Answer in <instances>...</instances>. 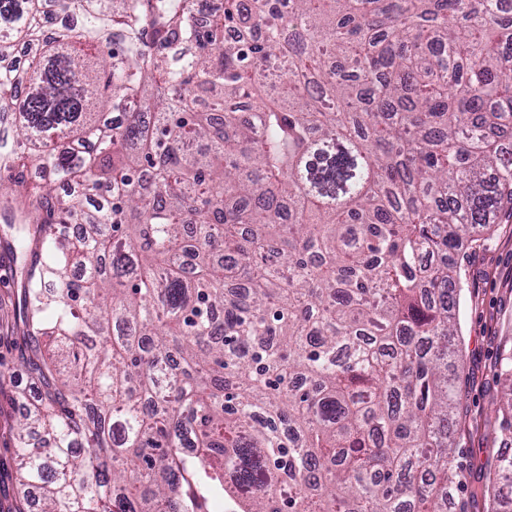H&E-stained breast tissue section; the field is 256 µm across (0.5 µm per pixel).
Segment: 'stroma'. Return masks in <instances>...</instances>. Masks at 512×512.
Returning <instances> with one entry per match:
<instances>
[{"label":"stroma","instance_id":"stroma-1","mask_svg":"<svg viewBox=\"0 0 512 512\" xmlns=\"http://www.w3.org/2000/svg\"><path fill=\"white\" fill-rule=\"evenodd\" d=\"M461 266V290L456 308L462 361H449L448 377L456 386L455 438L464 452L472 478L462 496L470 512H486L480 493L487 464L500 448L498 415L505 398L498 362L512 346V221L495 225L475 243H464L455 256ZM32 343L0 327V512H36L25 504L16 481V421L28 403L20 395L30 376L23 359Z\"/></svg>","mask_w":512,"mask_h":512}]
</instances>
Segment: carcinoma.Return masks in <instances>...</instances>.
Listing matches in <instances>:
<instances>
[{"label":"carcinoma","mask_w":512,"mask_h":512,"mask_svg":"<svg viewBox=\"0 0 512 512\" xmlns=\"http://www.w3.org/2000/svg\"><path fill=\"white\" fill-rule=\"evenodd\" d=\"M199 2L0 0V246L43 344L18 485L466 512L448 255L512 210V0Z\"/></svg>","instance_id":"1"}]
</instances>
